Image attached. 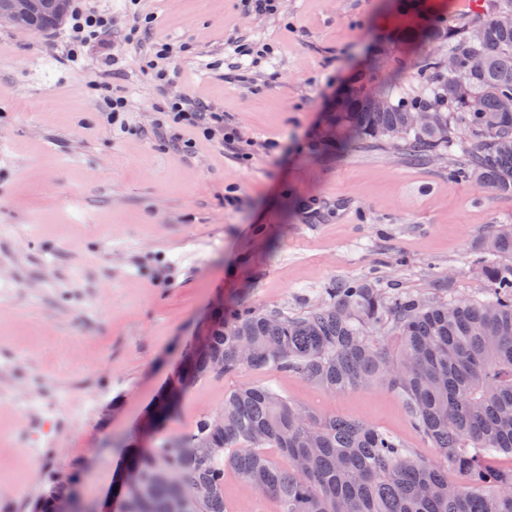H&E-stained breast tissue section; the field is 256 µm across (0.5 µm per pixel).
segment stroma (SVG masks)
<instances>
[{
    "mask_svg": "<svg viewBox=\"0 0 512 512\" xmlns=\"http://www.w3.org/2000/svg\"><path fill=\"white\" fill-rule=\"evenodd\" d=\"M494 2L280 0L258 16L245 0H144L157 20L127 44V0H103L112 27L80 67L61 62L60 31L0 27V512H35L66 474L110 501L122 449L219 310L298 313L336 281L366 276L488 298L474 248L512 225V197L449 183L447 161L411 164L384 141L337 153L331 133L343 98L386 84L406 59L408 29L425 17L460 26ZM161 40L174 46L164 88L145 70ZM256 43L273 53L241 55ZM111 51L131 103L125 134L107 124L96 85ZM179 95L223 110L239 153L183 125L153 135L157 104ZM177 139L191 151L173 149ZM244 383L441 461L388 387L335 395L274 371L194 384L166 434H190ZM224 505L280 512L231 471Z\"/></svg>",
    "mask_w": 512,
    "mask_h": 512,
    "instance_id": "stroma-1",
    "label": "stroma"
}]
</instances>
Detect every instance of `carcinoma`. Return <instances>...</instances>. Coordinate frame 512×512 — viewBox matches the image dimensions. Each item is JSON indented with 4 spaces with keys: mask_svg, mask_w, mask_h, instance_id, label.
Instances as JSON below:
<instances>
[{
    "mask_svg": "<svg viewBox=\"0 0 512 512\" xmlns=\"http://www.w3.org/2000/svg\"><path fill=\"white\" fill-rule=\"evenodd\" d=\"M512 0L457 30L425 23L408 36L421 85L356 89L336 123L359 144L389 140L429 163L448 154V181H476L512 197ZM429 112L421 126L415 113ZM485 301H447L390 288L377 278L336 283L299 313L242 307L220 313L204 344L170 384L154 414L165 424L190 385L241 369L292 372L333 394L386 385L413 428L448 462L441 469L371 425L317 415L257 384L224 395V429L204 416L186 436L130 448L142 481L124 496L128 512H225L224 470L277 499L281 512H512V226L476 246ZM224 360V370L213 372ZM275 448L280 464L268 454ZM466 477L460 483L448 471ZM70 493L54 483L40 512Z\"/></svg>",
    "mask_w": 512,
    "mask_h": 512,
    "instance_id": "cac0c4a2",
    "label": "carcinoma"
}]
</instances>
